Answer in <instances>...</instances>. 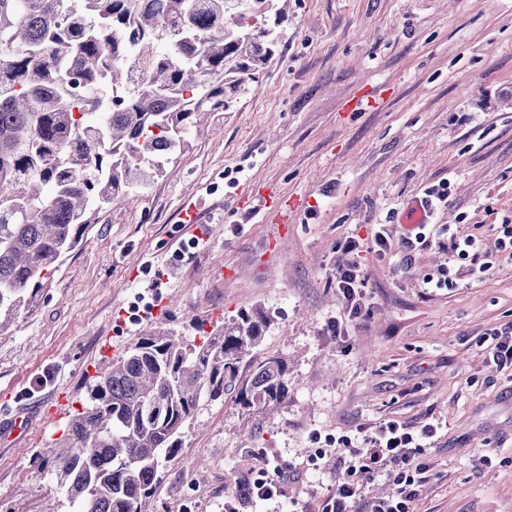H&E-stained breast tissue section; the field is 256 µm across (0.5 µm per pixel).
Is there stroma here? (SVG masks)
<instances>
[{
	"instance_id": "stroma-1",
	"label": "stroma",
	"mask_w": 512,
	"mask_h": 512,
	"mask_svg": "<svg viewBox=\"0 0 512 512\" xmlns=\"http://www.w3.org/2000/svg\"><path fill=\"white\" fill-rule=\"evenodd\" d=\"M275 33L233 110L211 114L142 196L107 208L0 335V426L28 421L0 440V512H77L36 459L138 336L126 313L142 297L187 336L192 318L261 311L267 331L240 375L276 357L288 378L277 400L200 407L155 512L183 476L201 512H224L267 457L288 469L278 512H305L344 473L343 440L389 419L439 427L415 512H512V379L481 346L512 323V258L494 248L495 225L512 222V0H288ZM364 91L373 106L346 111ZM444 179L448 205L412 263L362 253L364 311L336 335L340 242L384 222L402 236L409 203ZM264 192L303 201L297 222H262ZM187 201L206 218L195 247ZM452 232L476 236L479 258L457 264L453 287H425Z\"/></svg>"
}]
</instances>
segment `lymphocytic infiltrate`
<instances>
[{"label": "lymphocytic infiltrate", "instance_id": "obj_1", "mask_svg": "<svg viewBox=\"0 0 512 512\" xmlns=\"http://www.w3.org/2000/svg\"><path fill=\"white\" fill-rule=\"evenodd\" d=\"M448 189V183L433 184L425 187L415 198L410 207L411 213L418 216L415 231L397 240L387 225L381 224L367 245L383 255L398 251L409 257L421 251L428 244L426 227L448 203ZM367 245L357 236L347 237L343 244L350 260L336 272V286L344 302L342 315L337 316L333 323L339 335L344 334L348 323L362 313L366 276L360 255ZM437 430V425L432 423L417 430L397 420L379 423L372 432L363 436L359 447L350 449L344 476L338 480L333 491L313 505L311 512H358L357 506L364 493L362 476L383 475L394 466L399 469L398 474H393L394 488L389 495L373 501L371 512H413V503L420 487L431 478L423 454L427 440L435 437ZM283 474L284 467L277 459L266 460L257 476L241 486L234 500L225 502L224 512H240L241 506L246 503L258 505L276 500L280 495L279 480Z\"/></svg>", "mask_w": 512, "mask_h": 512}]
</instances>
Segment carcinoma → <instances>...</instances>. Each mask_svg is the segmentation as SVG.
<instances>
[{"instance_id": "obj_1", "label": "carcinoma", "mask_w": 512, "mask_h": 512, "mask_svg": "<svg viewBox=\"0 0 512 512\" xmlns=\"http://www.w3.org/2000/svg\"><path fill=\"white\" fill-rule=\"evenodd\" d=\"M281 0H0V334L101 210L146 191L273 56ZM128 87L118 97L107 86ZM258 312L155 322L87 388L43 460L81 512H153L163 463L204 402L283 397L278 358L239 375Z\"/></svg>"}]
</instances>
